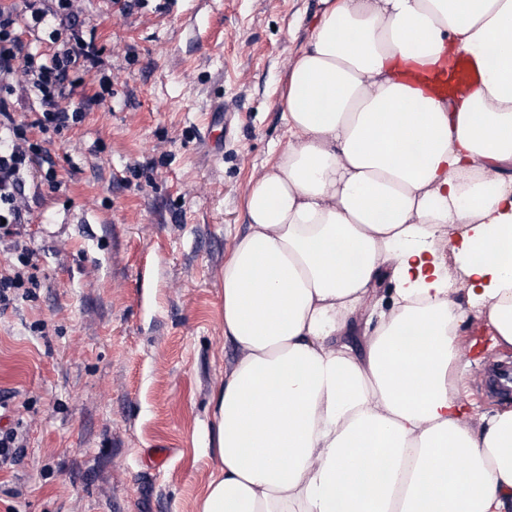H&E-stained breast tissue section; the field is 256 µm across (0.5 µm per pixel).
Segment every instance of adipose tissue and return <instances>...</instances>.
Instances as JSON below:
<instances>
[{
  "instance_id": "adipose-tissue-1",
  "label": "adipose tissue",
  "mask_w": 512,
  "mask_h": 512,
  "mask_svg": "<svg viewBox=\"0 0 512 512\" xmlns=\"http://www.w3.org/2000/svg\"><path fill=\"white\" fill-rule=\"evenodd\" d=\"M321 3L284 97L292 140L224 262L238 356L195 512H512V411L474 416L449 387L470 314L512 346V0ZM461 55L481 80L455 102L399 79ZM450 229L462 303L433 247Z\"/></svg>"
}]
</instances>
